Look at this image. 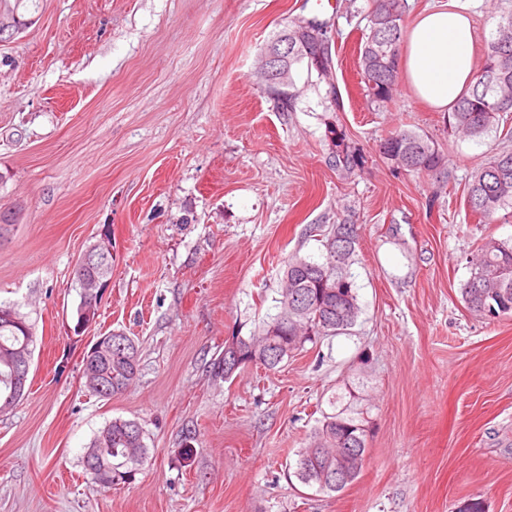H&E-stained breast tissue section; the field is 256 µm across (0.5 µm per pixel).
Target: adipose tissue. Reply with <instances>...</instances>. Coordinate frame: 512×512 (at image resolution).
<instances>
[{"label":"adipose tissue","mask_w":512,"mask_h":512,"mask_svg":"<svg viewBox=\"0 0 512 512\" xmlns=\"http://www.w3.org/2000/svg\"><path fill=\"white\" fill-rule=\"evenodd\" d=\"M470 0H441L421 12L400 49L401 76L411 93L444 112L468 88L475 71L476 30Z\"/></svg>","instance_id":"1"}]
</instances>
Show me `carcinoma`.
I'll use <instances>...</instances> for the list:
<instances>
[{
  "instance_id": "1",
  "label": "carcinoma",
  "mask_w": 512,
  "mask_h": 512,
  "mask_svg": "<svg viewBox=\"0 0 512 512\" xmlns=\"http://www.w3.org/2000/svg\"><path fill=\"white\" fill-rule=\"evenodd\" d=\"M23 0H0V38L18 30V10ZM407 0H373L368 34L359 49V68L366 91L376 103L390 102L400 85L399 48L404 35ZM300 48L280 67L263 70L266 89L280 96L291 112L303 93L292 69L306 64L307 74L327 79L332 73L331 43L325 23L313 17L295 22L268 44L282 40ZM512 112V12L500 17L487 42L481 67L473 83L448 111V125L470 138H481L498 127ZM380 153L393 167L408 173L448 174L447 160L424 133L398 129L380 143ZM336 167L352 174L361 165L360 156L349 147L336 150ZM465 202L479 221L489 223L512 218V150H500L476 167L465 185ZM356 234L349 224H338L326 241L323 260L293 257L284 270V286L276 299L278 312L263 322L258 333L236 338L243 356L257 354L260 365L274 369L305 343L320 336L344 335L361 313L358 287L349 267L354 261ZM470 276L460 290L465 307L487 320L512 317V242L484 238L469 261ZM1 311H11L18 323L0 321V403L6 399L17 405L25 392L16 388L17 366L8 356L15 352L33 354V331L27 316L14 306L0 303ZM99 363L106 391H95L102 399L123 393L139 370V347L123 333L112 334V362ZM329 448H348L341 471ZM366 429L363 420L346 409L327 415L314 428L296 462L295 474L305 485L320 492H339L360 475L366 457ZM143 428L134 420L114 418L92 440L82 464L97 486L110 488L132 479L148 457Z\"/></svg>"
}]
</instances>
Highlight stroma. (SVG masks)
<instances>
[{
	"label": "stroma",
	"mask_w": 512,
	"mask_h": 512,
	"mask_svg": "<svg viewBox=\"0 0 512 512\" xmlns=\"http://www.w3.org/2000/svg\"><path fill=\"white\" fill-rule=\"evenodd\" d=\"M372 5L25 0L24 27L0 39V211L20 210L0 230V302L35 342L28 393L0 413V512H512V317L474 316L460 295L477 243L512 238V222L478 223L464 200L473 168L512 149V113L468 139L407 88L374 103L357 68ZM509 10L474 0L475 58ZM313 16L339 99L300 65L307 90L285 112L260 88L262 52ZM399 128L432 137L447 175L393 169L379 144ZM340 140L361 156L354 174L334 164ZM343 222L362 308L350 333L275 370L212 376L274 314L289 258H319ZM104 231L98 320L67 335L73 267ZM118 330L137 340L139 372L103 400L81 357ZM345 406L365 420V463L327 494L295 462ZM117 417L143 427L149 455L103 489L82 457Z\"/></svg>",
	"instance_id": "stroma-1"
}]
</instances>
